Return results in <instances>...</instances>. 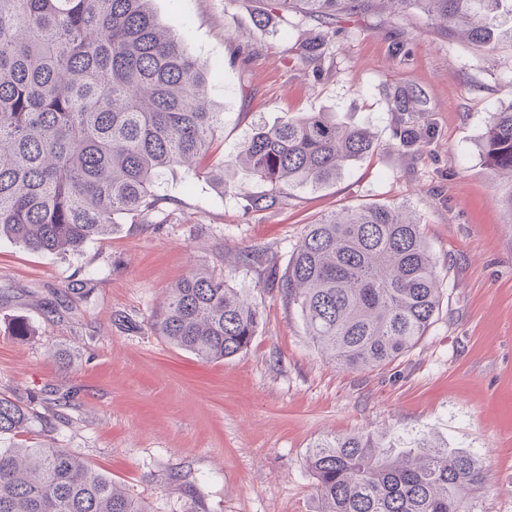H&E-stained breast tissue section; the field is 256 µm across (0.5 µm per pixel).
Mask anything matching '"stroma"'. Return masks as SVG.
I'll list each match as a JSON object with an SVG mask.
<instances>
[{
	"instance_id": "obj_1",
	"label": "stroma",
	"mask_w": 512,
	"mask_h": 512,
	"mask_svg": "<svg viewBox=\"0 0 512 512\" xmlns=\"http://www.w3.org/2000/svg\"><path fill=\"white\" fill-rule=\"evenodd\" d=\"M208 69L224 115L208 168L260 123L333 112L379 143L349 173L292 189L278 208L246 209L262 184L224 186L176 168L148 222L121 220L75 253L0 241V396L36 411L24 437L68 449L109 474L149 512H315L312 446L336 435L431 434L476 454L490 479L474 512H512V225L499 198L511 181L484 161L496 107L512 102V43L489 50L419 14L371 13L337 24L321 75L294 55L317 22L269 12L267 0H153ZM405 43V56L391 54ZM427 101L430 144L389 150L385 90ZM408 203L443 277L425 336L392 363L346 371L323 357L298 307L271 281L308 224L344 208ZM252 300L246 351L204 363L152 328L190 268ZM25 322L29 336L12 329Z\"/></svg>"
}]
</instances>
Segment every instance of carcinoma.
<instances>
[{
    "instance_id": "carcinoma-1",
    "label": "carcinoma",
    "mask_w": 512,
    "mask_h": 512,
    "mask_svg": "<svg viewBox=\"0 0 512 512\" xmlns=\"http://www.w3.org/2000/svg\"><path fill=\"white\" fill-rule=\"evenodd\" d=\"M152 0H0V239L39 253L79 250L112 233L116 217L159 210L166 173L208 155L224 132L204 65L151 8ZM319 20L297 44L322 60L336 22L373 10L417 11L447 33L512 42V0H269ZM392 148L429 144L426 101L413 87L386 92ZM378 148L366 127L334 112L260 126L224 165L266 186L246 208L278 207L283 191L336 180ZM489 166L512 179V105L493 113ZM317 349L346 370L380 367L424 336L443 280L422 224L404 204L344 208L308 225L278 279ZM259 313L224 279L193 270L170 289L153 327L207 363L246 350ZM32 416L0 397V436ZM315 512H472L489 478L473 454L431 436L358 433L318 441L306 459ZM0 512H146L112 478L67 449L0 447Z\"/></svg>"
}]
</instances>
